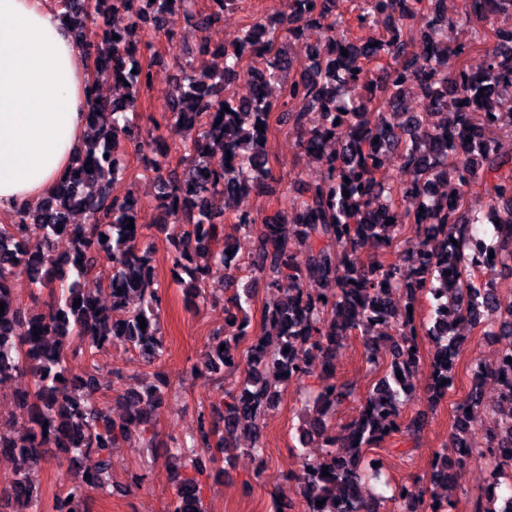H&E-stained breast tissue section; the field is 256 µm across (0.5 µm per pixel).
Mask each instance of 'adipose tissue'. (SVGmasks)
Listing matches in <instances>:
<instances>
[{
	"instance_id": "1",
	"label": "adipose tissue",
	"mask_w": 512,
	"mask_h": 512,
	"mask_svg": "<svg viewBox=\"0 0 512 512\" xmlns=\"http://www.w3.org/2000/svg\"><path fill=\"white\" fill-rule=\"evenodd\" d=\"M85 50L51 0H0V214L35 205L87 133Z\"/></svg>"
}]
</instances>
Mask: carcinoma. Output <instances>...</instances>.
<instances>
[{
	"label": "carcinoma",
	"mask_w": 512,
	"mask_h": 512,
	"mask_svg": "<svg viewBox=\"0 0 512 512\" xmlns=\"http://www.w3.org/2000/svg\"><path fill=\"white\" fill-rule=\"evenodd\" d=\"M208 2L202 11L196 0H56L60 17L69 18L92 60L94 88L110 80L126 96L96 94L98 103L87 113L89 143L69 175L38 206L19 207L10 223L0 224V382L30 377L14 393L26 428L16 437L0 431V456L16 465L7 507L30 512L41 503L29 471L50 448L98 458L97 468L77 474L50 509L91 512L86 491L109 487L103 474L112 449L130 440L131 429L142 428L146 447L157 446L150 424L164 401L160 387L143 384L124 394L135 408L119 418L96 400L99 353L121 342L154 365L165 352L153 251L143 243L137 202L117 194L127 175L128 144L148 154L160 221L177 229L171 262L189 277L193 301L208 300L213 265L224 266L227 279L237 281L246 264L276 296L263 315L270 332L253 337L244 355L239 345L250 335L248 286L226 300L224 330L207 341L203 366L239 373L241 381L223 407L201 415L190 439L168 438L164 448L172 464L185 467L201 451L218 463L239 434L247 436L248 451L262 452L260 423L278 403V384L316 371L324 383L304 401L312 409L306 410L300 442L320 440L324 451L304 458L298 477L305 512H380V504L363 493L364 480L383 470L369 451L402 428L411 436L422 429L420 419L405 421L402 413L420 362L417 337L432 343L429 390L442 399L454 390L462 355L455 327L465 321L507 340L493 371L507 418L486 429V447L470 446L467 409L482 403L485 380L484 369L475 366L469 389L454 403L451 437L458 456L436 455L426 485H394L391 512H448L442 492L462 488L471 460L482 457L493 460L489 479L495 490L485 492L475 512H512V494L501 508L488 507L500 499L505 468L512 469V308L489 319L498 309L495 289L471 278L478 268L472 257L476 238L497 255L500 272L512 277V146L483 135L491 119L512 123V27L495 24L490 0H467L451 22L440 12L441 0H355L359 24L372 17L385 22L386 36L372 42L351 36L339 0H282L274 16L256 18L223 46L222 72L200 67L189 55L176 62L177 92L166 107L170 131L193 133L183 147L191 167L180 178L158 147L159 137L126 117L137 111V94L152 80L151 65L137 60L150 43L138 46L135 33L145 26L171 40L179 15L205 30L239 0ZM311 27L319 32V45L311 50L314 67L298 78L284 45ZM473 54L483 57L478 71L469 65ZM384 58L392 66L374 75L367 71L366 64ZM244 70L250 94L237 98L228 89ZM411 84L422 92L417 101L407 96ZM287 120L310 156H321L327 141H338L335 153L322 156L321 183L298 180L290 206L272 216L236 210L237 198L259 193L274 180L267 135L273 122ZM387 151L397 153L396 182L379 177L380 156ZM210 152L226 158L222 167L201 161ZM450 177L458 185L455 196L428 193L431 184ZM474 183L484 185L499 221L490 236L476 228L483 214L465 204ZM229 219L252 240L245 258L227 255L223 227ZM365 248L381 251L369 268L358 263ZM102 263L110 270L107 303L81 287V279ZM20 266L29 271L30 287L49 295L38 314L28 316L19 305ZM424 297L433 307L430 326L408 313ZM353 335L363 339L366 362L387 358L389 366L338 434L331 418L351 401L354 388L335 378L334 359ZM73 360L80 365L77 373L70 368ZM318 501L323 505L316 506ZM172 512H206L193 479L179 482Z\"/></svg>",
	"instance_id": "cac0c4a2"
}]
</instances>
